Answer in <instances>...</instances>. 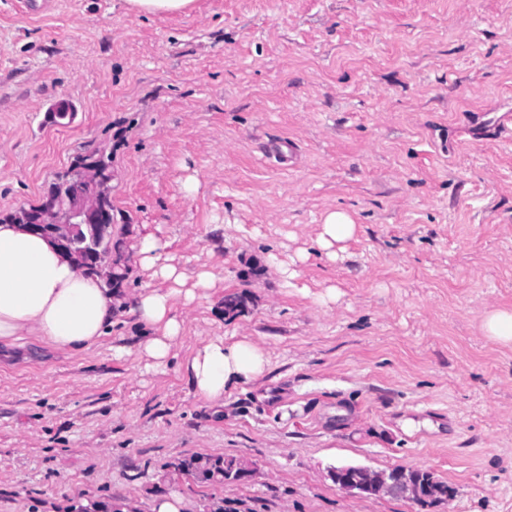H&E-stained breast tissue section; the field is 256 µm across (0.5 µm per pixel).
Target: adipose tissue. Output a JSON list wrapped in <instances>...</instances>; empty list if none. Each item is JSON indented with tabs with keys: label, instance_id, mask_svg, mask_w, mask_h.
<instances>
[{
	"label": "adipose tissue",
	"instance_id": "ef3b65f1",
	"mask_svg": "<svg viewBox=\"0 0 512 512\" xmlns=\"http://www.w3.org/2000/svg\"><path fill=\"white\" fill-rule=\"evenodd\" d=\"M162 243L145 236L139 243V262L151 278L185 286L187 299L196 290L211 288L214 275L186 272L162 257ZM171 290H142L123 298L110 293L100 276L87 275L62 257L45 238L19 225L0 222V344L27 340L74 355L105 340L115 318L132 314L151 334L138 345L140 354L164 364L170 357L181 325L172 314ZM264 349L249 338L233 342L208 340L186 362V374L199 396L220 403L238 385L258 380L269 370Z\"/></svg>",
	"mask_w": 512,
	"mask_h": 512
}]
</instances>
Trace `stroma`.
Instances as JSON below:
<instances>
[{"label": "stroma", "mask_w": 512, "mask_h": 512, "mask_svg": "<svg viewBox=\"0 0 512 512\" xmlns=\"http://www.w3.org/2000/svg\"><path fill=\"white\" fill-rule=\"evenodd\" d=\"M97 150L121 294L157 285L149 234L217 281L173 298L160 367L129 314L74 356L0 348V512H512V345L481 330L512 309V0H0V217ZM331 210L357 225L333 261ZM216 336L270 359L220 407L185 375ZM224 457L249 476L177 467ZM346 464L452 495L351 494ZM127 9L134 14L188 12L194 0H125ZM419 490L421 497L416 500L421 505L445 501L450 497L448 484L437 479L433 473L424 470L408 471L405 475ZM403 479H398L388 488V495L401 496L409 499L416 497V488Z\"/></svg>", "instance_id": "obj_1"}]
</instances>
